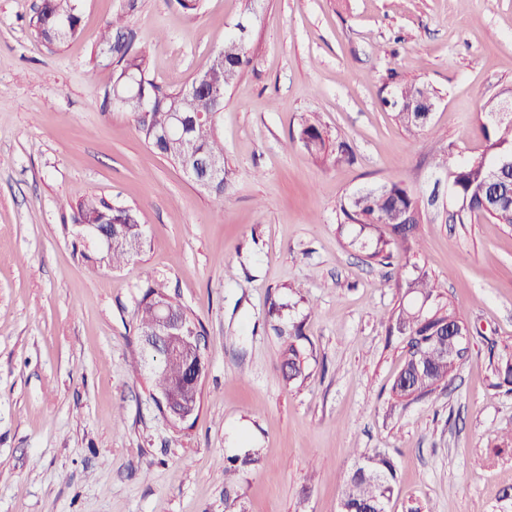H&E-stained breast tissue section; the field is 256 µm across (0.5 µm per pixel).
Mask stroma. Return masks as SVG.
I'll return each mask as SVG.
<instances>
[{
    "label": "stroma",
    "mask_w": 512,
    "mask_h": 512,
    "mask_svg": "<svg viewBox=\"0 0 512 512\" xmlns=\"http://www.w3.org/2000/svg\"><path fill=\"white\" fill-rule=\"evenodd\" d=\"M41 0H0V512H224L227 456L246 512H339L354 453L396 469L388 512H498L512 487V229L450 219L433 158L480 157L487 103L512 89V0H138L128 18L150 76L180 88L237 23L249 64L224 92L218 131L233 172L223 199L140 138L107 100L104 23L125 0H81L62 45L29 26ZM438 92L428 130L399 125L383 97ZM315 123L353 163H316L298 139ZM392 181L435 197L410 250L389 264L355 244L340 207ZM88 195L137 210L143 252L106 275L63 230ZM423 267L472 330L456 380L393 407L405 357L381 316ZM163 289L207 332L198 416L173 427L134 369L136 309ZM301 324L305 376L280 369ZM260 462L259 458L254 454H244L229 460V464L224 467V482L233 487L237 485L236 476L242 472L255 467Z\"/></svg>",
    "instance_id": "obj_1"
}]
</instances>
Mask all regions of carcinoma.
<instances>
[{
  "label": "carcinoma",
  "instance_id": "obj_1",
  "mask_svg": "<svg viewBox=\"0 0 512 512\" xmlns=\"http://www.w3.org/2000/svg\"><path fill=\"white\" fill-rule=\"evenodd\" d=\"M137 7V0H128L125 13L107 21L101 33V50L114 65V80L127 72L139 77L143 91L154 103L149 120L141 119L134 106L123 109L133 114L142 139L154 152L174 163L200 165L208 156L224 157V140L217 132L216 123L197 115L205 105L207 96L224 95L249 63L247 41L232 37L224 41V63L208 70V79L201 85L190 83L178 90H167L150 78L148 56L135 52L124 38L125 17ZM81 16L78 0H42L30 26L34 34L48 44H61L77 35ZM421 95L436 99V91L425 84L405 85L394 98L383 99L395 120L407 129L428 130L429 123L420 121L416 114L402 107V102ZM184 119L183 127L174 128L172 112ZM486 150L476 159L452 162L447 154L435 157L439 169H453L455 194L470 202L468 210L459 216V223L469 224L472 217L483 216L498 224L512 228V169L502 170L497 177L492 171L499 168V161L512 155V120L499 124H485ZM299 139L309 154L322 163L352 161L344 146L336 155L326 151L321 130L313 123L304 124ZM344 222L377 232L369 257L380 262L392 256V250L404 247L415 238L423 223V210L417 197L399 182H391L376 189L353 194L341 205ZM74 224L94 225L112 231L113 222L120 221L119 236L112 249L91 257L81 256L98 268L112 269L121 266L144 250L146 237L138 213L130 207L113 208L103 200L87 198L72 208ZM405 293L413 295L429 307L401 305L385 315L387 335L402 336L406 340L405 358L392 388V398L397 403L426 398L448 386L460 367L462 358L455 354L457 339L449 333L451 325H465V320L452 301L445 300L427 271L418 269L404 280ZM166 297L159 289L150 288L138 306L136 331L152 330L157 322L156 300ZM185 352L171 355L164 366L152 377L153 388L166 393L174 403L193 400L198 392L187 378ZM281 369L288 381L297 380L304 373V357L292 341L282 353ZM259 458L247 453L229 460L224 467V482L237 485L236 476L255 467ZM357 464L364 473L353 474L346 482L340 503V512H387L393 494L396 471L389 457L379 451L358 454Z\"/></svg>",
  "mask_w": 512,
  "mask_h": 512
}]
</instances>
